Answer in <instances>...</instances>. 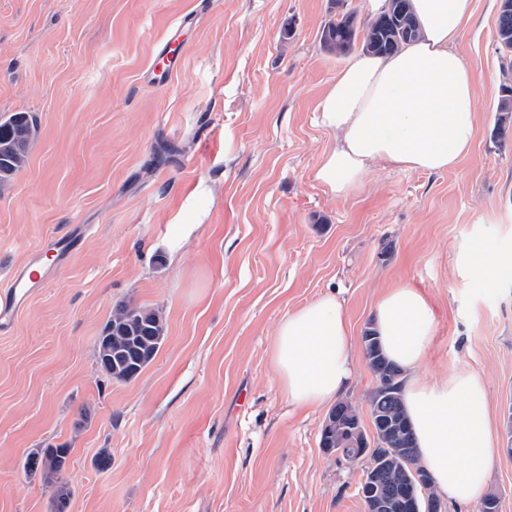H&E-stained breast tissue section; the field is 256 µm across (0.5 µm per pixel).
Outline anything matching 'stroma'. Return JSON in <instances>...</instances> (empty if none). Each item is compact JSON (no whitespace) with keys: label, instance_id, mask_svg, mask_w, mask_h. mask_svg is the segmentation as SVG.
I'll list each match as a JSON object with an SVG mask.
<instances>
[{"label":"stroma","instance_id":"stroma-1","mask_svg":"<svg viewBox=\"0 0 512 512\" xmlns=\"http://www.w3.org/2000/svg\"><path fill=\"white\" fill-rule=\"evenodd\" d=\"M340 8L371 18L366 0H0V118L39 122L0 189V283L48 238L91 228L0 334V512H53L24 463L59 445L65 512H365L362 466L320 448L328 410L288 403L269 345L288 311L325 293L361 345L397 283L433 310L422 376L484 377L500 446L487 492L512 512L499 0H475L455 44L478 104L471 152L440 173L376 164L341 198L314 178L334 141L317 104L346 62L320 37ZM187 15L164 70L160 44ZM124 303L160 311L166 340L116 382L95 348Z\"/></svg>","mask_w":512,"mask_h":512}]
</instances>
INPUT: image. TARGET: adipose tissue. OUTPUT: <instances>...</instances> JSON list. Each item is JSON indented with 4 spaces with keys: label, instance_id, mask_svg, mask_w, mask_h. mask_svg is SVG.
Masks as SVG:
<instances>
[{
    "label": "adipose tissue",
    "instance_id": "obj_1",
    "mask_svg": "<svg viewBox=\"0 0 512 512\" xmlns=\"http://www.w3.org/2000/svg\"><path fill=\"white\" fill-rule=\"evenodd\" d=\"M419 40L398 54L355 55L337 73L317 110L334 134L315 179L342 197L362 185L373 166L442 172L467 155L475 135L477 99L471 72L454 44L474 15V0H412ZM375 331L403 374V400L420 459L450 505L484 496L497 453L483 377L457 368L428 382L419 374L434 334V316L416 288L386 289ZM278 387L298 408H318L350 385L355 347L345 311L323 294L289 311L269 346Z\"/></svg>",
    "mask_w": 512,
    "mask_h": 512
}]
</instances>
